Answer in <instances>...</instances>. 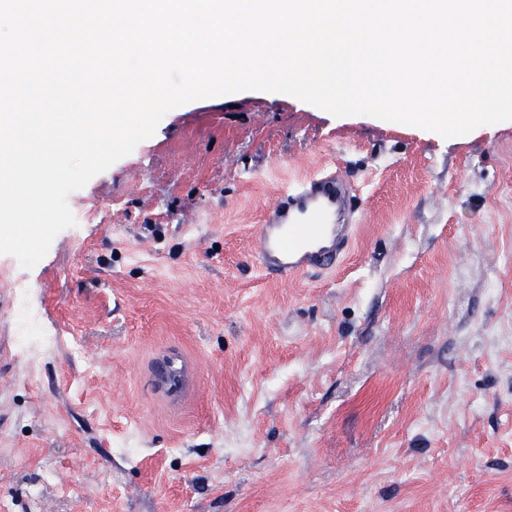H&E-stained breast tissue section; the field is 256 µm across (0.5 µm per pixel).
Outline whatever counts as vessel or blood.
I'll return each instance as SVG.
<instances>
[{"label": "vessel or blood", "mask_w": 512, "mask_h": 512, "mask_svg": "<svg viewBox=\"0 0 512 512\" xmlns=\"http://www.w3.org/2000/svg\"><path fill=\"white\" fill-rule=\"evenodd\" d=\"M357 189L324 170L284 187L258 228L257 263L275 279L336 269L350 245ZM166 401L173 406L197 390L196 368L182 358L163 361Z\"/></svg>", "instance_id": "1"}]
</instances>
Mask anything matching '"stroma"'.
Wrapping results in <instances>:
<instances>
[{
  "label": "stroma",
  "mask_w": 512,
  "mask_h": 512,
  "mask_svg": "<svg viewBox=\"0 0 512 512\" xmlns=\"http://www.w3.org/2000/svg\"><path fill=\"white\" fill-rule=\"evenodd\" d=\"M322 169L358 189L352 251L262 280L265 210ZM67 202L101 217L0 255V512H512L511 121L445 139L244 91ZM17 282L62 343L19 341ZM169 347L199 367L174 409Z\"/></svg>",
  "instance_id": "1"
}]
</instances>
